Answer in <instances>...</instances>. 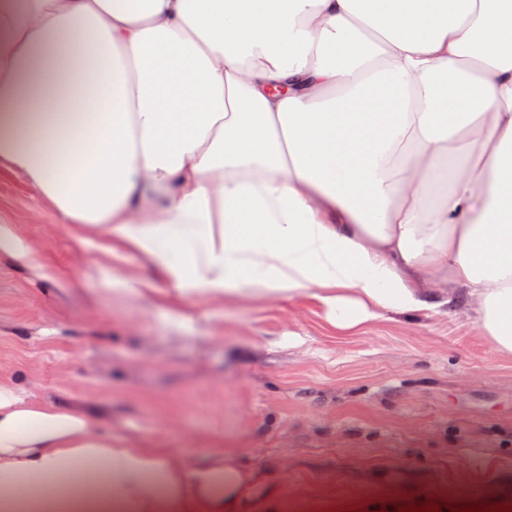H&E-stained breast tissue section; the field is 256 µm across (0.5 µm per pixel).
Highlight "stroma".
Returning <instances> with one entry per match:
<instances>
[{
	"label": "stroma",
	"instance_id": "1",
	"mask_svg": "<svg viewBox=\"0 0 512 512\" xmlns=\"http://www.w3.org/2000/svg\"><path fill=\"white\" fill-rule=\"evenodd\" d=\"M1 224L33 253L0 256V381L31 399L191 459L223 438L280 512L512 502V359L468 308L343 336L312 302L241 296L195 300L177 327L152 292L104 291L93 248L7 171Z\"/></svg>",
	"mask_w": 512,
	"mask_h": 512
}]
</instances>
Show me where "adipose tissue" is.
<instances>
[{
  "label": "adipose tissue",
  "instance_id": "ef3b65f1",
  "mask_svg": "<svg viewBox=\"0 0 512 512\" xmlns=\"http://www.w3.org/2000/svg\"><path fill=\"white\" fill-rule=\"evenodd\" d=\"M189 302L340 333L465 300L512 357V0H0V169ZM0 384V512H239L259 472Z\"/></svg>",
  "mask_w": 512,
  "mask_h": 512
}]
</instances>
